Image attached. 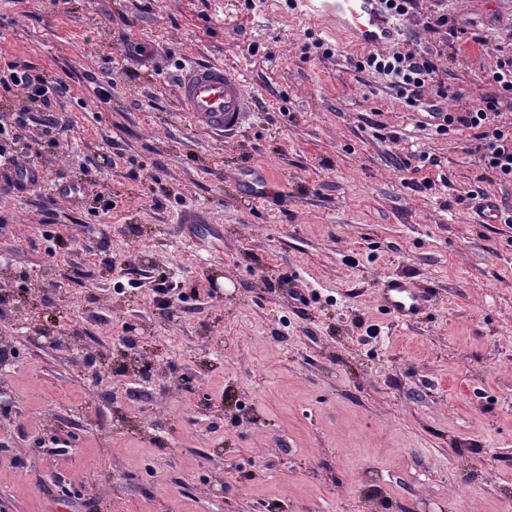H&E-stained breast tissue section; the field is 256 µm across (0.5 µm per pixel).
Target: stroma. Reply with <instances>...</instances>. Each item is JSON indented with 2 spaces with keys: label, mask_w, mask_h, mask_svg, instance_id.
<instances>
[{
  "label": "stroma",
  "mask_w": 512,
  "mask_h": 512,
  "mask_svg": "<svg viewBox=\"0 0 512 512\" xmlns=\"http://www.w3.org/2000/svg\"><path fill=\"white\" fill-rule=\"evenodd\" d=\"M291 2L0 0V72L59 85L39 185L0 193V512H512V228L473 210L512 185ZM438 10L469 38L429 33ZM420 12L448 108L491 92L512 0ZM197 62L243 81L237 133L180 112ZM84 166L98 185L59 197ZM259 166L273 197L243 186ZM388 275L430 294L418 322ZM378 295L386 310L399 322L416 321L429 309L428 295L404 277H384Z\"/></svg>",
  "instance_id": "35a3bbf8"
}]
</instances>
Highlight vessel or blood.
Wrapping results in <instances>:
<instances>
[{"mask_svg":"<svg viewBox=\"0 0 512 512\" xmlns=\"http://www.w3.org/2000/svg\"><path fill=\"white\" fill-rule=\"evenodd\" d=\"M303 15L346 29L359 45L388 48L402 25L383 12L380 0H297ZM177 94L183 112L194 125L216 134L240 130L251 110V98L242 80L220 64H192L183 68ZM383 306L398 321L420 319L429 308V297L411 281L387 276L378 290Z\"/></svg>","mask_w":512,"mask_h":512,"instance_id":"1","label":"vessel or blood"}]
</instances>
